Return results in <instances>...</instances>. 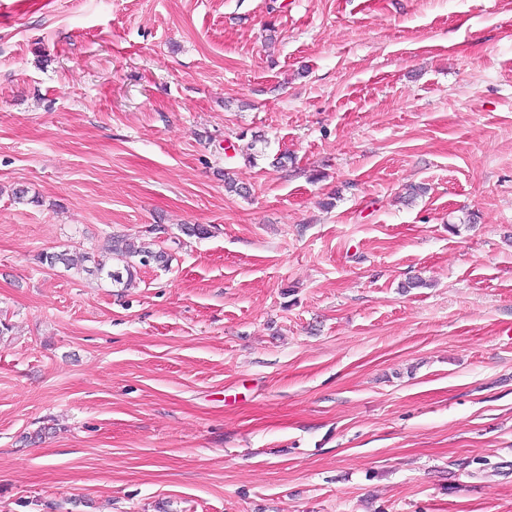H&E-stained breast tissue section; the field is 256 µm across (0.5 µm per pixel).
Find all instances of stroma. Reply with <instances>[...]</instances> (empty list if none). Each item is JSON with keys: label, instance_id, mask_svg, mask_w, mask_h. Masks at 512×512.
I'll return each mask as SVG.
<instances>
[{"label": "stroma", "instance_id": "stroma-1", "mask_svg": "<svg viewBox=\"0 0 512 512\" xmlns=\"http://www.w3.org/2000/svg\"><path fill=\"white\" fill-rule=\"evenodd\" d=\"M0 512H512V0H0ZM152 245L153 243L135 245L119 235H110L105 239L97 260L95 256L87 253L79 256L53 253L46 255L43 261L50 266L62 262L67 268L76 269L78 272L80 270L95 271L101 279L110 282L112 287L130 288L141 267L151 264H162V266L168 264L169 256L162 251H156ZM86 262H93L95 270H88L85 266Z\"/></svg>", "mask_w": 512, "mask_h": 512}]
</instances>
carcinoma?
Masks as SVG:
<instances>
[{
  "mask_svg": "<svg viewBox=\"0 0 512 512\" xmlns=\"http://www.w3.org/2000/svg\"><path fill=\"white\" fill-rule=\"evenodd\" d=\"M43 261L51 266L61 262L69 269L83 272L87 271L85 263L91 262L97 275L112 286L128 288L133 284L138 269L151 264L165 266L169 262V256L153 249L150 243L136 245L119 235H110L105 239L100 255L96 258L87 253L79 256L53 253L45 256Z\"/></svg>",
  "mask_w": 512,
  "mask_h": 512,
  "instance_id": "carcinoma-1",
  "label": "carcinoma"
}]
</instances>
